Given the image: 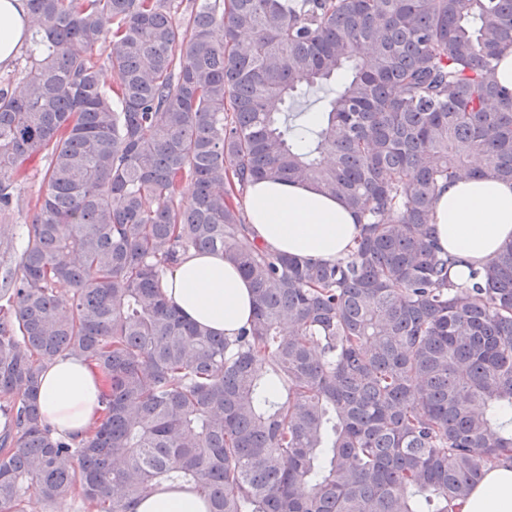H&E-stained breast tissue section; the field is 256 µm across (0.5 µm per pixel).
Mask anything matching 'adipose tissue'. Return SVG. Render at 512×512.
Returning a JSON list of instances; mask_svg holds the SVG:
<instances>
[{"label":"adipose tissue","mask_w":512,"mask_h":512,"mask_svg":"<svg viewBox=\"0 0 512 512\" xmlns=\"http://www.w3.org/2000/svg\"><path fill=\"white\" fill-rule=\"evenodd\" d=\"M25 0H0V64L8 65L25 38ZM249 232L243 248L262 244L303 261L333 263L360 234L356 213L311 183L261 180L247 189ZM432 236L453 265L452 280L468 285L471 269L490 262L512 243V180L491 176L455 179L440 186L431 216ZM167 298L193 322L237 336L253 315L249 281L220 252L189 251L162 275ZM101 374L83 358H58L43 373L42 418L57 436L78 443L100 417ZM137 512H208L188 487L162 483ZM461 512H512V458L490 463Z\"/></svg>","instance_id":"adipose-tissue-1"}]
</instances>
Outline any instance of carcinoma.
<instances>
[{
  "label": "carcinoma",
  "mask_w": 512,
  "mask_h": 512,
  "mask_svg": "<svg viewBox=\"0 0 512 512\" xmlns=\"http://www.w3.org/2000/svg\"><path fill=\"white\" fill-rule=\"evenodd\" d=\"M510 47L512 0H28L23 89L0 82L1 220L48 166L0 240V512L32 494L136 512L161 480L209 512H458L512 452V243L460 287L429 221L439 183L512 179ZM345 67L315 125L288 124ZM260 179L343 200L350 253L241 248ZM191 249L251 283L232 343L160 291ZM68 355L104 381L79 445L38 404ZM35 166L34 169H29L28 173L31 175L29 180L28 189L23 197V200L19 206V214H16L14 218L5 223H0V236L11 237L15 232V224H29L31 223L34 215V204L36 197L39 193L41 186V178L47 168L48 162L46 159L36 160L31 166ZM32 175H35L34 177Z\"/></svg>",
  "instance_id": "cac0c4a2"
}]
</instances>
